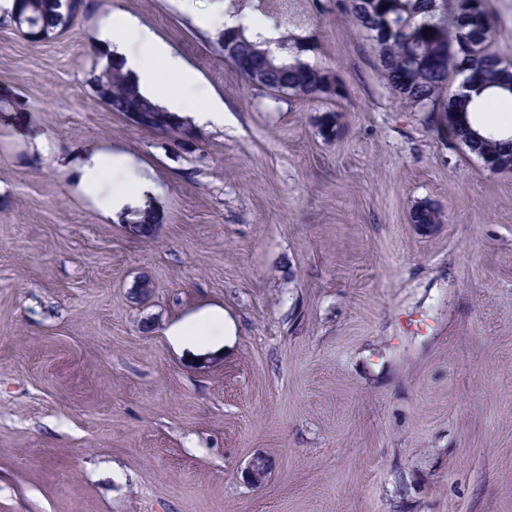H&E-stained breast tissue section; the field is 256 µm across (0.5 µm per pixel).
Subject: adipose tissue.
I'll return each mask as SVG.
<instances>
[{"instance_id":"ef3b65f1","label":"adipose tissue","mask_w":512,"mask_h":512,"mask_svg":"<svg viewBox=\"0 0 512 512\" xmlns=\"http://www.w3.org/2000/svg\"><path fill=\"white\" fill-rule=\"evenodd\" d=\"M97 42L109 57L123 61L125 71L136 80L141 93L171 112L188 111L194 122L206 126L224 123L225 107L221 100L208 99L205 103L185 108L181 101L169 98L158 78L156 64H163L178 73L186 90H193L196 76L179 61L173 59L166 46L148 29L137 26L128 17L112 14L99 26ZM120 178L107 202L109 209L120 211L134 206L140 191V182L132 173L128 160L120 154H98L84 164L81 187L85 194L96 197L103 191L107 175Z\"/></svg>"}]
</instances>
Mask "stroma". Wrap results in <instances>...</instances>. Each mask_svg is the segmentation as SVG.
Returning <instances> with one entry per match:
<instances>
[{
	"label": "stroma",
	"instance_id": "stroma-1",
	"mask_svg": "<svg viewBox=\"0 0 512 512\" xmlns=\"http://www.w3.org/2000/svg\"><path fill=\"white\" fill-rule=\"evenodd\" d=\"M213 2L86 0L39 42L0 21V83L30 105L0 112V512H512V172L395 99L343 0L288 29L346 85L321 102L249 88L223 20L195 22ZM115 12L223 126L185 143L100 103ZM99 151L140 177L144 232L83 194ZM426 201L442 223H411ZM210 309L223 341L171 342Z\"/></svg>",
	"mask_w": 512,
	"mask_h": 512
}]
</instances>
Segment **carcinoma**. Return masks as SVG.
<instances>
[{"label":"carcinoma","mask_w":512,"mask_h":512,"mask_svg":"<svg viewBox=\"0 0 512 512\" xmlns=\"http://www.w3.org/2000/svg\"><path fill=\"white\" fill-rule=\"evenodd\" d=\"M261 19L275 30L283 22H295V0H261ZM8 16L17 30L32 26L49 39L64 32L75 20L85 0H15ZM347 13L372 42L380 74L401 102L418 112H437L448 124L470 131L478 138L476 151L465 154L485 167L512 166V151L502 139L512 129L479 119L484 112L498 111L501 96H512V63L494 48L497 27L486 0H347ZM224 60L249 87L282 92L306 101L345 96V85L336 73L314 67L300 58L302 43L292 39L251 40L244 28H226L219 34ZM92 89L112 112H162L170 120L179 117L144 96L124 71L123 64L100 63L96 53ZM339 115L320 116L324 139L336 137ZM413 224H440V210L427 202L410 214Z\"/></svg>","instance_id":"carcinoma-1"}]
</instances>
